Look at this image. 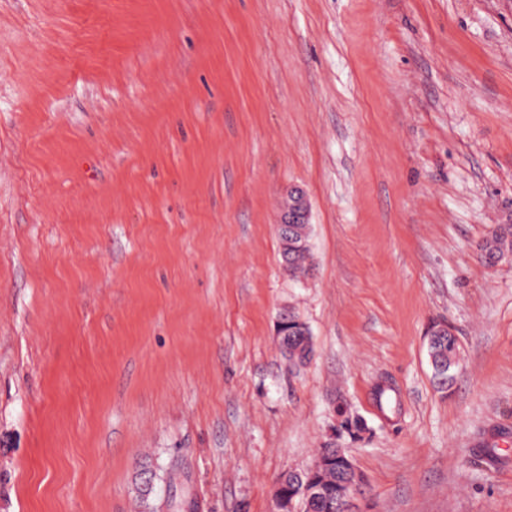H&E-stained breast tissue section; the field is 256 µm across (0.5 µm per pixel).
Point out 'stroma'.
<instances>
[{
  "label": "stroma",
  "mask_w": 512,
  "mask_h": 512,
  "mask_svg": "<svg viewBox=\"0 0 512 512\" xmlns=\"http://www.w3.org/2000/svg\"><path fill=\"white\" fill-rule=\"evenodd\" d=\"M500 224L512 0H0V512H274L332 440L360 512H512ZM291 199V200H290ZM288 205L285 207L281 222L277 224V234L280 243V247L283 249V246H288V238L291 241H295L294 244L291 245V250L295 249V252L288 251V264L289 268L287 269L288 273L294 277H298L304 273H307L311 268L307 264V260L309 258V250L304 248L296 249V246H300L297 240L291 237L290 231H292L291 224H295L299 232L297 236L305 234L307 230V208L305 205V199L303 192L300 189H294L291 191L289 197ZM296 245V246H295ZM485 250H494L501 256L512 251V224H501L486 239ZM277 335L282 337L283 342L288 339V348L286 349V358L288 359V349H297L304 345L306 338L310 336L307 324L288 307H283L279 313L277 321ZM288 332H293L297 336H288ZM443 337V342L437 347L440 336ZM428 355L432 367H436L439 370H443L441 364L437 358V352L440 349V354L443 359V366L445 370L443 374L446 375L448 368V377L440 376L437 378V384L441 389H447L449 383L453 380V372L457 365H454L460 355V344L457 336L448 328L447 325H439L433 327L428 333ZM448 366V367H447Z\"/></svg>",
  "instance_id": "stroma-1"
}]
</instances>
